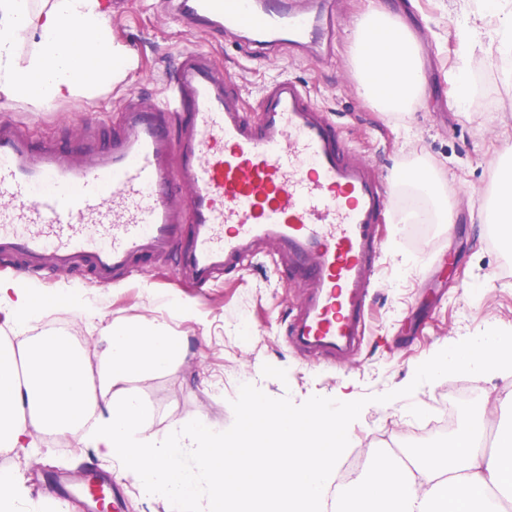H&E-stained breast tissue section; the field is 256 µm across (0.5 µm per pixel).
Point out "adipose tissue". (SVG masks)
Listing matches in <instances>:
<instances>
[{
	"instance_id": "1",
	"label": "adipose tissue",
	"mask_w": 512,
	"mask_h": 512,
	"mask_svg": "<svg viewBox=\"0 0 512 512\" xmlns=\"http://www.w3.org/2000/svg\"><path fill=\"white\" fill-rule=\"evenodd\" d=\"M106 0H53L32 11L29 0H0V94L43 110L60 99H91L126 76L125 48L112 41ZM463 43L489 37L512 56V11L466 10L456 22ZM30 39L31 50L18 46ZM357 66L362 94L385 111H403L423 88L425 74L410 36L384 11L359 23ZM54 296L19 280L0 279V314L26 335ZM27 337V335H26ZM98 370L63 336L0 344V447L30 448L39 432H71L94 422L98 455L116 462L142 491L166 500L172 512H320L330 483L341 419L298 420L286 407L247 397L232 431L186 422L144 439L146 407L135 391L114 385L160 372L180 343L160 319L113 326L100 336ZM464 363L476 371L512 370V349L492 335L433 361L434 378ZM483 422L461 428L444 448L429 449L406 468L384 453L352 482L336 512H504L512 501V433L494 450L482 446Z\"/></svg>"
}]
</instances>
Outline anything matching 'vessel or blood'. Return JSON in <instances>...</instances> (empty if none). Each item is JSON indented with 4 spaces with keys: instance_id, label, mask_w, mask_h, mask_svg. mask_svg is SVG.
<instances>
[{
    "instance_id": "vessel-or-blood-1",
    "label": "vessel or blood",
    "mask_w": 512,
    "mask_h": 512,
    "mask_svg": "<svg viewBox=\"0 0 512 512\" xmlns=\"http://www.w3.org/2000/svg\"><path fill=\"white\" fill-rule=\"evenodd\" d=\"M187 25L260 53L330 47L325 0H172ZM394 189L298 82L248 115L209 53L182 50L160 97L127 96L109 141L35 142L0 122V258L20 273L81 269L99 285L170 260L207 287L269 247L307 292L292 348L354 359Z\"/></svg>"
}]
</instances>
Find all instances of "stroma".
Listing matches in <instances>:
<instances>
[{
    "mask_svg": "<svg viewBox=\"0 0 512 512\" xmlns=\"http://www.w3.org/2000/svg\"><path fill=\"white\" fill-rule=\"evenodd\" d=\"M336 55L328 61L281 54L268 60L231 40L187 32L166 0H110L112 39L134 60L123 83L94 99L54 102L41 112L28 111L0 94V121H17L40 140L60 143L79 130L96 127L108 137L119 105L130 92L158 93L179 50L212 52L236 80L246 100L261 85L287 75L308 86L318 103L341 126L350 145L364 151L380 175L394 179L398 168L415 165L432 174L447 200L445 223L409 242L403 222L389 221L369 328L361 354L338 366L306 359L283 341L288 317L302 295L301 283L273 269L270 256L237 276L199 290L161 284L146 268L109 287L89 283L81 274L54 278L49 292L79 294L98 313L89 319L70 304L47 308L33 332L68 326L79 336L86 363L97 368L103 354L98 337L111 326H134L164 318L181 339L169 368L118 383L117 391H137L149 412L144 437L161 435L175 425L201 421L231 428L239 414L238 380L249 376L248 391L304 417L345 412V432L357 441L370 432H398L411 414L428 406L436 382L426 370L438 355L456 352L490 334L512 336V253L488 245L499 215L494 199L502 177L512 171V78L496 52L463 48L454 20L460 0H342ZM384 7L414 38L426 74L421 98L405 112H382L358 93L355 66L357 23L373 6ZM482 67L484 88H471L465 110L448 95V71ZM193 300L184 311V300ZM223 395H215L216 382ZM338 451L337 462L351 452ZM13 472L23 480L24 495L14 512H55L42 486L60 471L96 467L117 474L112 460L100 457L77 438L56 442L38 434L34 448L12 453Z\"/></svg>",
    "mask_w": 512,
    "mask_h": 512,
    "instance_id": "35a3bbf8",
    "label": "stroma"
}]
</instances>
